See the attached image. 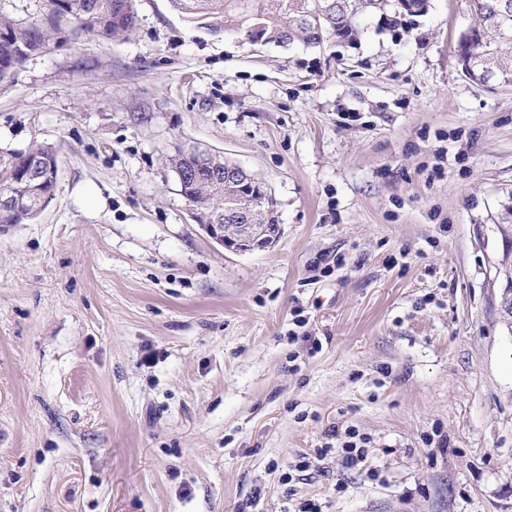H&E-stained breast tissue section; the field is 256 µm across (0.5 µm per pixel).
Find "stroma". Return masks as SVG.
Segmentation results:
<instances>
[{
	"label": "stroma",
	"instance_id": "35a3bbf8",
	"mask_svg": "<svg viewBox=\"0 0 512 512\" xmlns=\"http://www.w3.org/2000/svg\"><path fill=\"white\" fill-rule=\"evenodd\" d=\"M135 7L0 82V177L58 167L0 227V512H512V86L461 73L468 0L289 50ZM192 147L266 184L276 243L190 218ZM49 154H53L52 150L46 147H36L29 151L28 154L22 155L16 159L11 166L10 171L13 172V177L7 181L6 184L0 185V190L6 185L13 193L15 199H21L25 206L21 211L24 212L26 217H17L14 219L11 215L3 214L1 220L5 224H24L37 217L38 209L45 201L46 194L50 190V181L47 179L48 175L42 181L31 180L30 171L37 160L45 158ZM41 183V184H40ZM22 222V223H19Z\"/></svg>",
	"mask_w": 512,
	"mask_h": 512
}]
</instances>
